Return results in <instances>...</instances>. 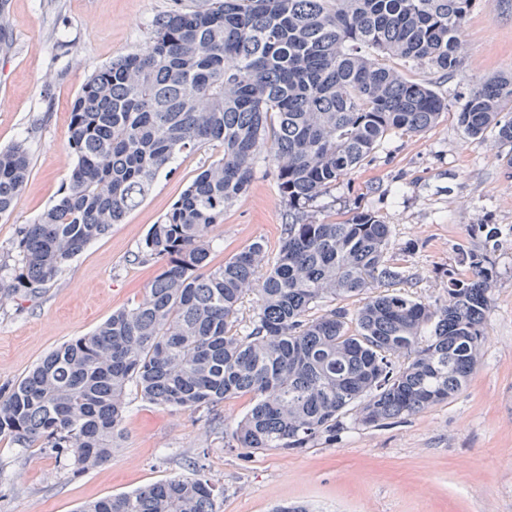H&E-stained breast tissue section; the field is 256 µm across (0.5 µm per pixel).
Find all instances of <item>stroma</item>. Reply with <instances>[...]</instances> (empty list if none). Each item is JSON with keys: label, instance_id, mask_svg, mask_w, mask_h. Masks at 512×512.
Returning a JSON list of instances; mask_svg holds the SVG:
<instances>
[{"label": "stroma", "instance_id": "stroma-1", "mask_svg": "<svg viewBox=\"0 0 512 512\" xmlns=\"http://www.w3.org/2000/svg\"><path fill=\"white\" fill-rule=\"evenodd\" d=\"M209 0H7L0 12V149L23 145L30 172L0 217V385L19 381L44 355L84 336L113 311L138 303L159 274L138 251L184 188L224 148L184 152L144 201L85 248L52 281L14 286L22 228L50 206L74 167L72 103L87 78L143 46L159 16ZM450 75L417 69L450 107L432 129L398 133L313 204L317 220L370 210L392 229L404 259L396 292L444 300L464 253L487 256L492 307L480 362L448 402L396 422L353 425L300 449L228 448L205 413L155 406L129 392L123 439L105 464L74 473L47 448L0 441V512H76L83 503L176 476L208 480L217 512H512V168L494 133L466 136L455 111L482 79L512 74V0H475ZM288 209L266 153L254 179L208 232L213 264L263 241L276 253Z\"/></svg>", "mask_w": 512, "mask_h": 512}]
</instances>
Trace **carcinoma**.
Masks as SVG:
<instances>
[{"label":"carcinoma","instance_id":"cac0c4a2","mask_svg":"<svg viewBox=\"0 0 512 512\" xmlns=\"http://www.w3.org/2000/svg\"><path fill=\"white\" fill-rule=\"evenodd\" d=\"M472 0H211L166 14L142 47L95 71L73 101L77 158L54 204L22 230L21 276L53 280L91 242L122 223L178 155L219 142L136 257L161 271L131 308L49 352L0 387V439L49 448L77 470L112 457L126 391L162 408L203 410L229 448H305L344 429L417 414L469 382L492 305L483 259L448 271V300L400 293L316 315L402 279L391 229L374 213L317 221L308 207L389 136L435 127L448 100L405 70L450 73ZM472 137L512 144V75L487 78L456 112ZM270 145L288 205L278 252L255 241L212 265L206 231L246 193L258 149ZM22 145L0 150V216L29 175ZM247 330L237 314L248 295ZM404 362H398L399 358ZM252 406L235 424L218 407ZM214 488L172 478L84 505L79 512H215Z\"/></svg>","mask_w":512,"mask_h":512}]
</instances>
